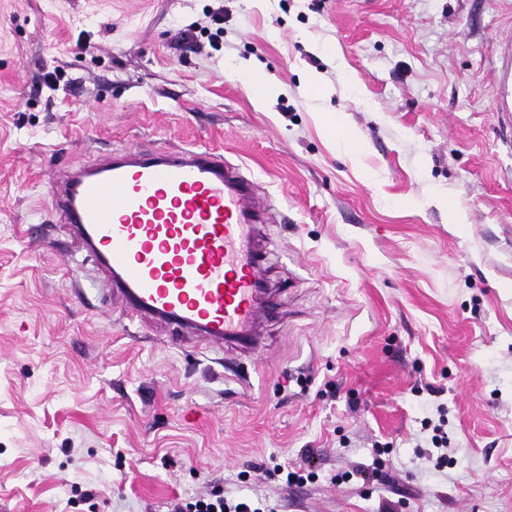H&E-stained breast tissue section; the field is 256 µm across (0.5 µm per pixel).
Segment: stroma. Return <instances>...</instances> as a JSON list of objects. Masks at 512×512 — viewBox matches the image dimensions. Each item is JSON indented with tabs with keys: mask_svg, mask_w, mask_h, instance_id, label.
Segmentation results:
<instances>
[{
	"mask_svg": "<svg viewBox=\"0 0 512 512\" xmlns=\"http://www.w3.org/2000/svg\"><path fill=\"white\" fill-rule=\"evenodd\" d=\"M510 34L512 0H0V512L216 490L265 512H512V135L492 106ZM195 145L274 205L279 315L239 358L113 311L49 195L113 150ZM441 406L443 464L422 427ZM282 463L314 476L286 486ZM238 76L259 102H263L273 92V87L268 77L259 69L253 67L240 68Z\"/></svg>",
	"mask_w": 512,
	"mask_h": 512,
	"instance_id": "35a3bbf8",
	"label": "stroma"
}]
</instances>
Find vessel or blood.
Here are the masks:
<instances>
[{"mask_svg":"<svg viewBox=\"0 0 512 512\" xmlns=\"http://www.w3.org/2000/svg\"><path fill=\"white\" fill-rule=\"evenodd\" d=\"M495 110L512 127V41ZM258 191L209 147L116 154L50 187L60 221L107 272L125 314L218 346L250 340L268 312Z\"/></svg>","mask_w":512,"mask_h":512,"instance_id":"vessel-or-blood-1","label":"vessel or blood"}]
</instances>
